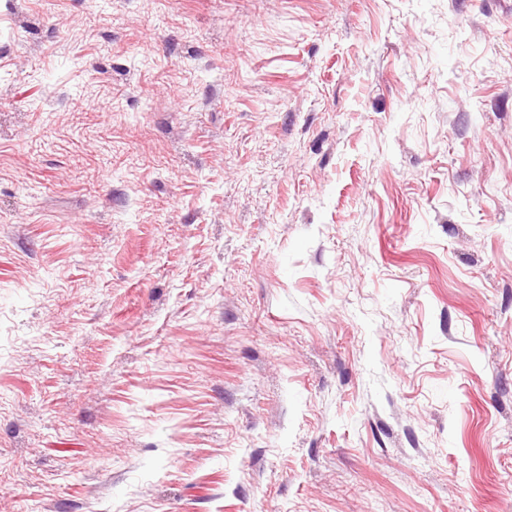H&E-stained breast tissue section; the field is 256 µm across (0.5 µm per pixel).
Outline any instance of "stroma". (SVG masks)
Returning a JSON list of instances; mask_svg holds the SVG:
<instances>
[{"label":"stroma","mask_w":512,"mask_h":512,"mask_svg":"<svg viewBox=\"0 0 512 512\" xmlns=\"http://www.w3.org/2000/svg\"><path fill=\"white\" fill-rule=\"evenodd\" d=\"M0 512H512V0H0Z\"/></svg>","instance_id":"1"}]
</instances>
